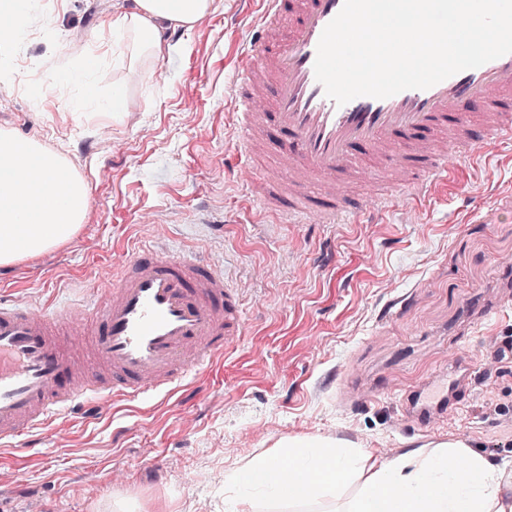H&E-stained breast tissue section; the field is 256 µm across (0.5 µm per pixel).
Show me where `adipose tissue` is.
Here are the masks:
<instances>
[{
  "mask_svg": "<svg viewBox=\"0 0 512 512\" xmlns=\"http://www.w3.org/2000/svg\"><path fill=\"white\" fill-rule=\"evenodd\" d=\"M35 7L34 0H0V17L9 20L0 26L1 74L11 70L14 49L27 40ZM214 9L215 0H132L104 27L122 42L130 61L158 59L174 49L162 39L163 25L189 31ZM99 65V56L88 52L79 65L47 79L79 88L100 114L115 118L127 108L126 87L116 82L107 96H98ZM32 167L41 179L25 177ZM87 208V185L61 151L0 130V266L36 259L71 242ZM461 455L466 466L449 468V457ZM354 479L356 493L341 497ZM262 499L329 500L332 512H512V479L505 467L460 439L382 462L332 438L294 436L278 442L273 453L225 473L224 512H257Z\"/></svg>",
  "mask_w": 512,
  "mask_h": 512,
  "instance_id": "adipose-tissue-1",
  "label": "adipose tissue"
}]
</instances>
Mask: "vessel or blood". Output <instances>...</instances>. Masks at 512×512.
<instances>
[{
	"label": "vessel or blood",
	"instance_id": "1",
	"mask_svg": "<svg viewBox=\"0 0 512 512\" xmlns=\"http://www.w3.org/2000/svg\"><path fill=\"white\" fill-rule=\"evenodd\" d=\"M344 0H255L254 33L233 80L236 147L263 159L253 203L289 223H343L352 201L376 188L370 211L419 200L448 182V159L512 142V54L434 86L337 105L316 80L321 34ZM105 297L32 310L0 295V445L32 451L54 415L96 418L108 403L169 393L246 333L237 288L189 253L146 247L113 265ZM464 389L407 397L428 425Z\"/></svg>",
	"mask_w": 512,
	"mask_h": 512
}]
</instances>
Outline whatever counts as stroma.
Returning <instances> with one entry per match:
<instances>
[{
    "mask_svg": "<svg viewBox=\"0 0 512 512\" xmlns=\"http://www.w3.org/2000/svg\"><path fill=\"white\" fill-rule=\"evenodd\" d=\"M123 0H46V28L13 60L30 89L0 87V129L62 148L89 205L70 243L0 267V290L41 311L89 298L113 261L163 246L194 251L240 287L246 335L193 383L57 417L38 454L0 446V512H224L226 473L294 436H332L382 455L465 435L512 466V143L473 165L450 159L447 188L402 200L372 224H291L256 207L261 164L234 150L227 99L248 28L240 0H216L177 52L130 74L104 44L100 92L126 86L117 119L48 83L93 47ZM465 402L426 432L405 429L406 395L457 361Z\"/></svg>",
    "mask_w": 512,
    "mask_h": 512,
    "instance_id": "stroma-1",
    "label": "stroma"
}]
</instances>
